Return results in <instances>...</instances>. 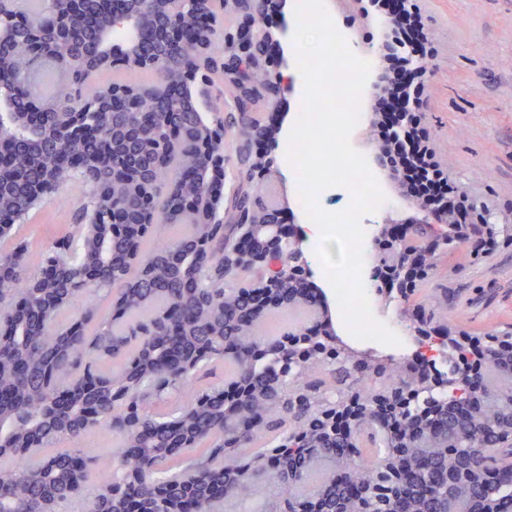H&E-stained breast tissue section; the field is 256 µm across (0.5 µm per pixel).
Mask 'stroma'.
Wrapping results in <instances>:
<instances>
[{
    "label": "stroma",
    "instance_id": "35a3bbf8",
    "mask_svg": "<svg viewBox=\"0 0 512 512\" xmlns=\"http://www.w3.org/2000/svg\"><path fill=\"white\" fill-rule=\"evenodd\" d=\"M336 28L359 47H368L372 19L361 17L357 0H332ZM425 29L438 50L428 64L424 122L452 180L491 223L512 224V0H418ZM280 69L290 76L279 91L280 105L298 117L303 79L292 52ZM283 124L272 155L281 172L270 193L289 220L303 227L295 202L293 168L286 150L292 127ZM82 197L79 184L66 187L57 201L32 212L22 232L45 245L50 229H67ZM436 281L456 298L448 305V324L484 332L512 324V249L488 253L480 265L441 268Z\"/></svg>",
    "mask_w": 512,
    "mask_h": 512
}]
</instances>
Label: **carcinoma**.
Wrapping results in <instances>:
<instances>
[{"label":"carcinoma","instance_id":"cac0c4a2","mask_svg":"<svg viewBox=\"0 0 512 512\" xmlns=\"http://www.w3.org/2000/svg\"><path fill=\"white\" fill-rule=\"evenodd\" d=\"M120 7L143 20L138 40L106 30L96 0H46L0 43V90L17 108L0 217L19 224L32 196L85 188L37 261L25 238H0V322L15 327L0 334V512H58L89 487L86 512H223L259 481L272 490L265 512H512V329L459 331L448 361L472 372L477 399L461 383L421 390L419 356L352 349L325 315L262 335L268 310L242 284L261 270H224V250L274 211L241 136L279 108L259 82L262 48L227 103L243 112L214 130V147L235 143L237 192L194 211L220 191L200 106L231 78L224 56L201 60L193 34L210 18L222 46L238 18L221 0H194L178 19L163 0ZM114 85L136 91L131 109L72 130L77 104ZM471 208L474 264L487 211ZM459 250L452 229L374 244L384 277L422 254L395 298L409 326L448 328V289L428 284ZM301 280L274 287L279 307H302ZM96 432L117 440L112 452L84 450Z\"/></svg>","mask_w":512,"mask_h":512}]
</instances>
